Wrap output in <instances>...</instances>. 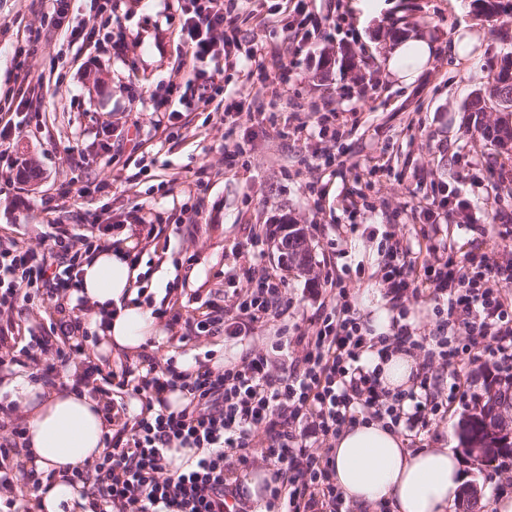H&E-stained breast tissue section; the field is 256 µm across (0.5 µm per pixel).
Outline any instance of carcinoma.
I'll list each match as a JSON object with an SVG mask.
<instances>
[{"instance_id":"cac0c4a2","label":"carcinoma","mask_w":512,"mask_h":512,"mask_svg":"<svg viewBox=\"0 0 512 512\" xmlns=\"http://www.w3.org/2000/svg\"><path fill=\"white\" fill-rule=\"evenodd\" d=\"M480 10L492 18L512 15V0H473ZM512 95V52L505 54L499 68L493 72L488 93L470 100L465 111L474 116V124L480 126L482 137L499 144L497 125H484L480 115L498 112L509 102ZM512 402V375H494L485 384V395L474 411L463 416L457 424L456 433L461 447L466 449L475 443L482 448H493V456L475 459L480 466H488L502 457H512V443L495 432L492 419L503 405Z\"/></svg>"}]
</instances>
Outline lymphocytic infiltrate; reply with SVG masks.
I'll return each instance as SVG.
<instances>
[{
	"instance_id": "obj_1",
	"label": "lymphocytic infiltrate",
	"mask_w": 512,
	"mask_h": 512,
	"mask_svg": "<svg viewBox=\"0 0 512 512\" xmlns=\"http://www.w3.org/2000/svg\"><path fill=\"white\" fill-rule=\"evenodd\" d=\"M180 40L189 61L186 77L170 78L157 108L169 114L215 106L235 121L255 122L267 101L288 94L290 64L279 63L269 74L263 62L246 53L244 75L250 92L244 99L224 96L223 73L239 48V16L232 0H176ZM90 18L112 13V0H51L43 24L81 49L97 47L100 31L74 23L71 12ZM40 33L28 30L16 40L14 68L21 75L16 91L0 101V172L12 173L19 161L10 142L33 120L32 107L44 87L42 75L26 68ZM110 218L72 232L51 224L45 246L35 247L11 235H0V313L21 311L35 298L53 302L56 319L30 330L26 344H18L12 322H0V369L32 368L44 385L84 389L99 380L104 398L103 417L111 419L113 390L144 404L118 429L105 433V449L98 458L67 473L78 488L83 512H258L248 505L232 469H247L253 456L273 466L263 485L266 500L259 512H350L335 482L331 449H317L319 441L336 438L358 420H377L384 426L419 439L430 433L438 415L448 411V396L462 393L461 380L440 392L437 365L447 367L482 357L495 359L499 371H512V260L489 263L486 256L464 253L408 266V248L395 241L385 252L382 281L393 309L392 331L375 334L357 317L353 296L332 275L322 285L329 295L313 317L311 332L279 337L275 349L290 362L288 375L271 373L272 359L263 352L245 354L239 362L210 366L195 359L185 367L167 358L164 369L125 364L120 370L96 362L87 351L91 331L83 315L66 309L64 301L78 284L84 263L112 245ZM496 279L499 289L487 286ZM283 281L264 274L253 288L238 294L233 309L203 303L190 317L173 313L168 327H181L182 341L203 334L243 336L257 323L280 319L288 312L281 296ZM430 292L434 298L435 333L414 335L406 322L408 297ZM464 336L453 339L452 330ZM423 351L407 388L382 385L372 357L414 355ZM180 392L181 408H172L167 395ZM26 428L15 424L0 440V486L21 483L32 492L46 491L54 472L20 471L10 477L3 464L25 446ZM260 448H253V440ZM188 450L185 462L175 452Z\"/></svg>"
}]
</instances>
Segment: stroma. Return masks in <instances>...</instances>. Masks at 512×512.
<instances>
[{"mask_svg":"<svg viewBox=\"0 0 512 512\" xmlns=\"http://www.w3.org/2000/svg\"><path fill=\"white\" fill-rule=\"evenodd\" d=\"M350 0H311L320 32L301 46L293 37L297 17L285 0H239L238 12L251 10L273 17L255 38L257 44L294 53L289 101L271 105L267 120L304 125L287 138L265 137L263 126L240 123L225 135L224 122L210 111L176 116L169 134L156 132L158 84L178 67L182 48L167 0H112L115 20L112 45L92 54H55L40 43L28 62L48 83L37 105L36 124L25 127L11 149L37 172L0 191V232L17 228L20 238L39 245L53 209L63 227L73 230L112 216L140 211L162 225L158 239L143 245L140 286L152 308L192 316L206 300L232 304L224 277L276 268L284 279L288 313L256 325L243 338L202 336L182 344L160 330L151 355L157 368L167 358L185 365L195 355L212 352V366L239 361L248 350L268 351L279 328L289 333L310 329L322 300L316 282L332 272L350 288L356 309L369 318L373 306L388 307L379 264L387 243L420 239L427 197L453 195L469 200V226L457 214L443 218L440 239L457 253L475 249L491 262L512 259V235L491 221L495 210H512V152L505 153L482 138L464 107L472 94L486 88L488 76L512 51V16L486 20L472 0H384L379 17L358 22ZM32 0H0V97L15 85L13 48L16 33L38 25ZM475 24L482 33L478 61L463 63L448 53L458 25ZM405 35L427 32L436 44L429 69L412 84L399 83L386 70V56L396 41L392 27ZM354 56V66L339 65L341 51ZM332 103L336 114L319 135L317 106ZM126 133L142 141L141 153L122 150L108 157L103 144ZM242 152L233 167L224 165L225 143ZM383 167L376 174L374 162ZM210 179L206 206L190 221L186 188L199 170ZM87 181L86 196L65 198L62 185L72 176ZM359 212L349 218L346 200ZM304 227L312 254L309 271L282 266L273 230L283 221ZM366 225V233H348L349 222ZM270 232L263 252L253 251L252 232ZM496 368L491 360L464 364L460 373L440 370L441 386L453 376L467 385L466 397L455 400L445 419L425 436L423 445L452 431L470 412L471 393H482L484 380ZM466 485L481 492L485 504L500 495L512 497V469L496 472L463 458Z\"/></svg>","mask_w":512,"mask_h":512,"instance_id":"stroma-1","label":"stroma"}]
</instances>
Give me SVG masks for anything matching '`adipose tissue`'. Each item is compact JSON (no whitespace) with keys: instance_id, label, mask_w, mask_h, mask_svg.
I'll return each mask as SVG.
<instances>
[{"instance_id":"ef3b65f1","label":"adipose tissue","mask_w":512,"mask_h":512,"mask_svg":"<svg viewBox=\"0 0 512 512\" xmlns=\"http://www.w3.org/2000/svg\"><path fill=\"white\" fill-rule=\"evenodd\" d=\"M433 53L422 36H404L391 47L387 68L399 81L411 83ZM135 276L121 246L97 254L82 268L78 294L87 302L91 322L105 324L104 349L134 353L158 331L151 309L131 299ZM14 386L28 429L29 463L57 475L36 507L38 512H63L79 499L65 474L99 457L107 423L89 395L48 392L24 379ZM332 456L337 487L359 507L384 503L393 512H457L462 500V461L446 443L411 451L399 433L373 420L343 429Z\"/></svg>"}]
</instances>
